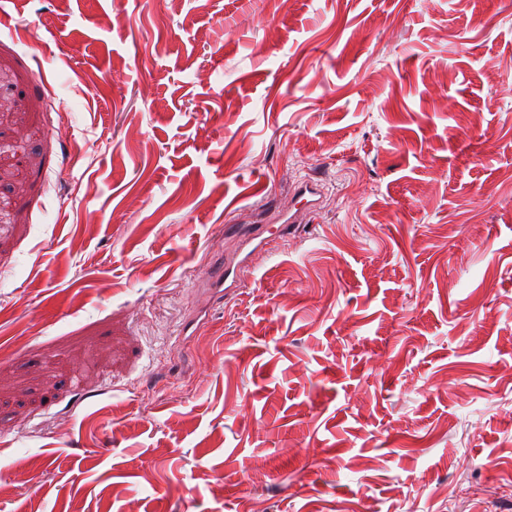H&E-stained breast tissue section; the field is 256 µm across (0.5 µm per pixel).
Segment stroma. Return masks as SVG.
Here are the masks:
<instances>
[{"label": "stroma", "mask_w": 512, "mask_h": 512, "mask_svg": "<svg viewBox=\"0 0 512 512\" xmlns=\"http://www.w3.org/2000/svg\"><path fill=\"white\" fill-rule=\"evenodd\" d=\"M12 23L0 512H512V0ZM321 192L320 185L311 179L299 183L296 189L297 205L299 207L294 212L288 209V212H282L278 215V222L282 223L280 230L291 227V224L300 223L303 215L317 207L319 199L316 197L321 196Z\"/></svg>", "instance_id": "1"}]
</instances>
